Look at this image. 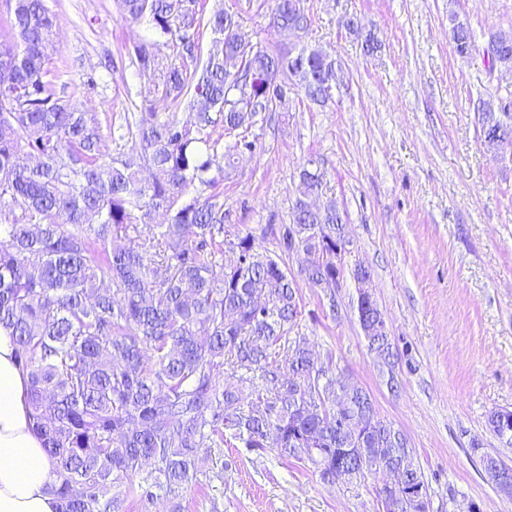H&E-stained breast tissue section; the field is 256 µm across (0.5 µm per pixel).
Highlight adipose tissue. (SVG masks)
I'll use <instances>...</instances> for the list:
<instances>
[{"label":"adipose tissue","instance_id":"1","mask_svg":"<svg viewBox=\"0 0 512 512\" xmlns=\"http://www.w3.org/2000/svg\"><path fill=\"white\" fill-rule=\"evenodd\" d=\"M29 378L0 329V512H56L53 463L32 428Z\"/></svg>","mask_w":512,"mask_h":512}]
</instances>
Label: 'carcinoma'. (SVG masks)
Masks as SVG:
<instances>
[{"label":"carcinoma","mask_w":512,"mask_h":512,"mask_svg":"<svg viewBox=\"0 0 512 512\" xmlns=\"http://www.w3.org/2000/svg\"><path fill=\"white\" fill-rule=\"evenodd\" d=\"M197 0H121L122 15L155 40L134 50L138 67L161 72L163 100L194 114L132 112L120 138L139 158L101 151L95 118L57 96L51 67L57 20L44 0H7L0 26V328L11 332L28 372L36 433L56 463L57 512H109L134 476L142 505L156 491L177 498L196 478L202 449L239 441L295 459L332 483L336 471L417 486L398 512H428V483L405 435L382 419L362 387L336 386L330 364L294 334L297 279L285 259L303 257L304 281L333 290L336 240L346 236L336 204L317 209L318 170L299 173L289 223L266 233L224 224L215 190L259 116L285 105L296 83L325 104L341 67L301 47L303 65L266 47L247 48L231 14L213 11L218 35L206 56L196 39ZM276 27L297 38L306 13L277 0ZM455 50L474 49L472 29L452 26ZM490 67L512 70V29L491 34ZM179 63L161 67L160 49ZM481 122L512 133V104L479 100ZM213 188L194 195L195 183ZM165 217L153 223L155 215ZM126 241L120 246L118 242ZM368 348L397 387L398 354L376 301L357 298ZM229 367L236 384L216 374ZM340 448L352 452L343 454Z\"/></svg>","instance_id":"1"}]
</instances>
